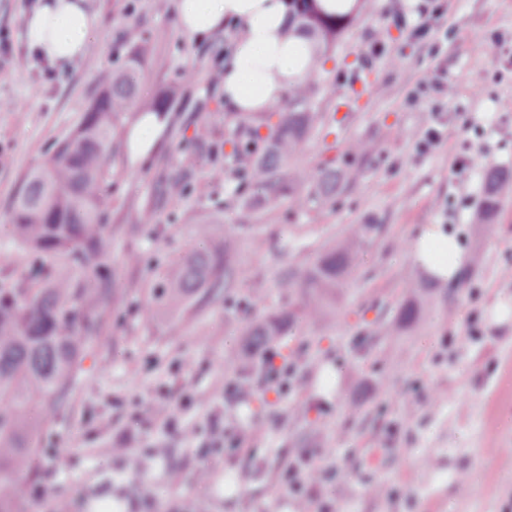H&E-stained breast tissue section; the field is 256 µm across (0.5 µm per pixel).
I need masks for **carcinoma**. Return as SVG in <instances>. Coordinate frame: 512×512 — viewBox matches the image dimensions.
<instances>
[{
	"mask_svg": "<svg viewBox=\"0 0 512 512\" xmlns=\"http://www.w3.org/2000/svg\"><path fill=\"white\" fill-rule=\"evenodd\" d=\"M315 0H292L297 28L316 45L317 55L336 43L345 16L319 14ZM151 53L145 41L130 53L124 71L105 73L100 91L76 130L58 141L47 166L30 174L15 199L9 226L18 247L49 256L64 265L60 271L27 288L0 287V512H16L20 485L14 474L34 476L40 465L38 449L31 447L38 426L54 411L73 384L72 369L82 355L86 336L81 327L99 323L102 309L116 299L117 284H108L95 261L105 256L101 215L109 205L112 139L121 119L134 108ZM335 117L310 103L309 86L293 92L286 112H260L256 123L268 129L263 150L252 142L226 138L215 144L214 155L231 146L230 155L249 154L254 178L248 184L258 193L259 210L272 211L280 195L291 197L303 210L308 198L296 191L309 178L304 170L289 166L313 131L333 134ZM358 177L348 160L318 167L316 193L333 198ZM512 183V171L492 166L484 175L477 223L492 224L503 203V190ZM374 224H351L317 260L283 281L288 296L306 297L297 309L266 313L247 329L245 345L258 351L280 342L301 322L318 319L336 302L338 288L356 268L362 242ZM210 240L207 248L184 257L174 267L160 297L170 311H179L197 296L238 286L237 239L230 233L212 238L211 226L198 225ZM430 304L418 284L386 328L398 334L416 323Z\"/></svg>",
	"mask_w": 512,
	"mask_h": 512,
	"instance_id": "carcinoma-1",
	"label": "carcinoma"
}]
</instances>
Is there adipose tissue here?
Segmentation results:
<instances>
[{
    "label": "adipose tissue",
    "instance_id": "ef3b65f1",
    "mask_svg": "<svg viewBox=\"0 0 512 512\" xmlns=\"http://www.w3.org/2000/svg\"><path fill=\"white\" fill-rule=\"evenodd\" d=\"M177 26L188 38L203 40L224 27L239 36L224 61V108L229 112H267L293 87L307 82L314 61L310 40L296 31L288 0H174ZM101 25L84 0H37L25 21L30 51L49 66L65 69L92 46ZM165 121L155 112L139 116L127 138L131 163H139L158 145ZM408 257L426 276L445 282L468 263L456 238L429 224L410 237Z\"/></svg>",
    "mask_w": 512,
    "mask_h": 512
}]
</instances>
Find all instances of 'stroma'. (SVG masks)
<instances>
[{
  "instance_id": "obj_1",
  "label": "stroma",
  "mask_w": 512,
  "mask_h": 512,
  "mask_svg": "<svg viewBox=\"0 0 512 512\" xmlns=\"http://www.w3.org/2000/svg\"><path fill=\"white\" fill-rule=\"evenodd\" d=\"M87 2L103 18L93 34L97 50L79 69L50 76L26 44L24 16L34 0H0V34L13 47L0 63V282L26 286L49 272L41 256L14 243L10 210L26 177L80 122L101 74L123 67L134 45L152 39L139 94L147 102L167 93L171 103L144 164L132 165L125 148L136 112L125 114L112 141L102 272L126 289L105 310L73 387L33 440L40 469L20 481V512H57L61 498L72 512H295L282 481L300 450L315 443L327 482L313 512H512V288L499 280L512 264V187L496 223L473 221L487 167L512 169V111L504 109L512 101V58L495 42L499 35L512 42V0H410L413 8L434 2L445 10L420 42L392 24L387 0H365L328 50L313 104L335 111L346 64L379 32L402 64L374 61L386 94L359 100L335 134L313 133L293 161L315 172L357 138L368 145L354 160L361 177L331 204L313 197L306 182V210L284 199L265 215L248 205L250 189L232 160L211 150L237 131L210 81L233 28L198 43L178 30L170 0ZM437 67L458 84L461 107L448 111L444 146L419 158L423 115L408 98ZM471 140L489 149L463 181L453 166ZM187 153L194 165L183 163ZM438 201L447 212L435 209ZM147 212L149 224L141 220ZM201 224L240 238L244 276L232 296L219 291L166 312L157 302L162 275L205 248ZM350 224L373 227L357 269L334 309L285 341L306 356L295 372L299 387L274 394L258 372L249 395L225 396L247 327L283 304L284 274L312 262ZM425 224L442 225L468 250L460 282L442 285L411 266L405 243ZM410 280L430 289L433 306L411 331L374 335L376 320L395 316ZM188 358L194 368L185 367ZM162 391L180 431L133 418L135 402ZM299 401L308 402L306 414L294 413ZM214 418L227 428L258 422L263 429L247 450L216 454L191 435ZM120 440L123 457L110 452ZM158 446L165 455L155 454ZM173 469L181 476L175 485ZM203 470L210 476L202 482ZM380 482L397 496L368 494ZM46 483L57 485L58 498L37 494Z\"/></svg>"
}]
</instances>
